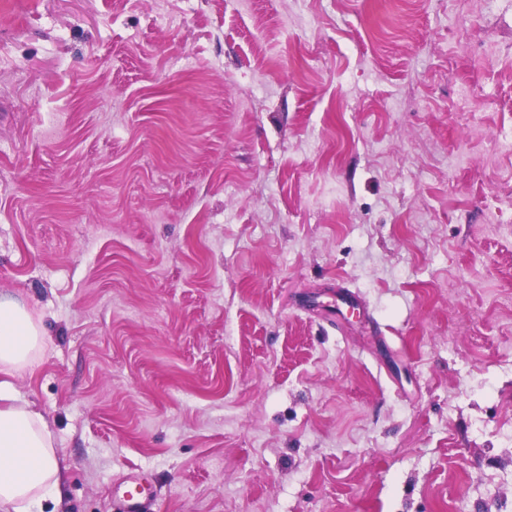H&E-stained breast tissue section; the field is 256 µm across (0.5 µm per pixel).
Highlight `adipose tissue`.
<instances>
[{"instance_id":"1","label":"adipose tissue","mask_w":512,"mask_h":512,"mask_svg":"<svg viewBox=\"0 0 512 512\" xmlns=\"http://www.w3.org/2000/svg\"><path fill=\"white\" fill-rule=\"evenodd\" d=\"M45 331L16 298L0 295V372L33 364ZM66 465L58 456L48 423L11 384L0 381V512H41L54 499Z\"/></svg>"}]
</instances>
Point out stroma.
<instances>
[{
    "mask_svg": "<svg viewBox=\"0 0 512 512\" xmlns=\"http://www.w3.org/2000/svg\"><path fill=\"white\" fill-rule=\"evenodd\" d=\"M511 130L512 0H0L57 512H512ZM117 487H123L122 496L117 498L119 512H142L143 500L152 493L147 481L139 472L131 471L125 474Z\"/></svg>",
    "mask_w": 512,
    "mask_h": 512,
    "instance_id": "1",
    "label": "stroma"
}]
</instances>
